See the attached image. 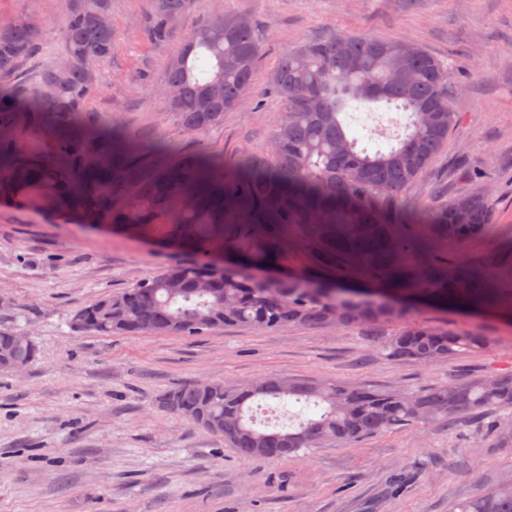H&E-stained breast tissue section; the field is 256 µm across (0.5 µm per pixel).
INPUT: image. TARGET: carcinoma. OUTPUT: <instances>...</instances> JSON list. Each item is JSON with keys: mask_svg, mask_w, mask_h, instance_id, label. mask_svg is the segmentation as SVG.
Wrapping results in <instances>:
<instances>
[{"mask_svg": "<svg viewBox=\"0 0 512 512\" xmlns=\"http://www.w3.org/2000/svg\"><path fill=\"white\" fill-rule=\"evenodd\" d=\"M148 37L168 44L192 0H146ZM112 0H72L62 24L63 55L18 79L38 55L40 26L0 20V206L71 217L80 224L140 230L168 225L167 237L200 260L175 265L122 293L80 309V331L127 336H199L224 327L281 329L294 324L403 325L380 342L394 358L419 363L486 348L476 332L414 321L407 303L497 311L512 298L499 282L512 272V243L461 259L448 250L482 236L494 203L480 193L443 199L415 219L400 212L406 189L435 159L459 114L448 106V70L424 49L397 39L330 34L281 56L271 91L286 106L259 154L232 170L204 154L174 156L141 144L107 117L87 116L99 63L112 56ZM218 9L192 28L165 60V98L182 129L202 133L254 87L263 42L255 23ZM382 103L407 113L404 135L379 147L359 144L350 103ZM306 251L304 276L265 282L247 272L276 262L290 245ZM230 249L234 268L211 255ZM359 277L380 298L317 288L319 273ZM34 343L0 328V371L36 360ZM286 399L298 426L254 428L250 403ZM170 414L224 437L250 459L299 456L307 448L357 442L413 424H459L496 414L489 430L512 437V371L411 391L377 390L327 378L259 377L244 386L189 382L160 396ZM453 512H512V480L479 489Z\"/></svg>", "mask_w": 512, "mask_h": 512, "instance_id": "carcinoma-1", "label": "carcinoma"}]
</instances>
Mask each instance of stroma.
<instances>
[{
  "label": "stroma",
  "instance_id": "35a3bbf8",
  "mask_svg": "<svg viewBox=\"0 0 512 512\" xmlns=\"http://www.w3.org/2000/svg\"><path fill=\"white\" fill-rule=\"evenodd\" d=\"M251 17L263 38L257 87L222 128L182 130L163 100L165 51L146 34L145 0H112L116 49L102 64L92 115L173 153L237 165L277 129L283 103L268 90L278 57L334 32L414 43L449 72L460 115L447 143L400 205L417 213L442 194L484 191L496 220L463 257L512 242V0H195L178 34L215 7ZM70 0H0V19L41 23L34 71L62 51ZM481 167L490 181L466 178ZM167 227L88 228L0 207V328L27 334L36 361L0 372V512H451L479 488L512 477V443L483 425L414 424L299 458L246 459L223 437L164 411L160 394L202 380L243 384L265 374L322 376L376 389H418L512 371V301L499 312L423 306L418 321L488 336L490 345L428 364L386 357L363 328L226 327L200 336L80 332L78 309L187 261Z\"/></svg>",
  "mask_w": 512,
  "mask_h": 512
}]
</instances>
